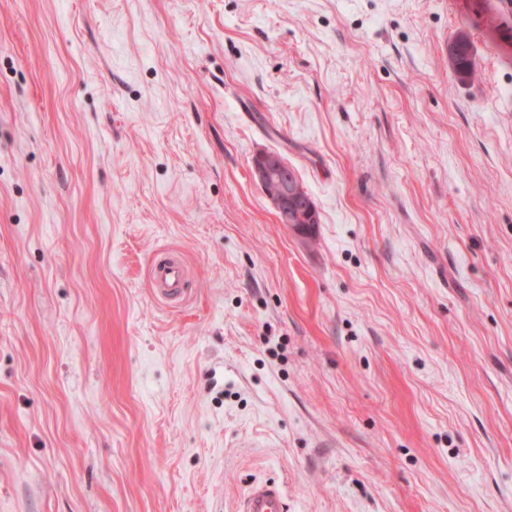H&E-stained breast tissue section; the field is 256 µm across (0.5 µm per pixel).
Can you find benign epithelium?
Returning a JSON list of instances; mask_svg holds the SVG:
<instances>
[{"mask_svg": "<svg viewBox=\"0 0 512 512\" xmlns=\"http://www.w3.org/2000/svg\"><path fill=\"white\" fill-rule=\"evenodd\" d=\"M252 173L279 218L287 224H292L291 218L295 215L305 220L296 225L300 232L319 223L311 197L280 155L272 152L257 154L252 160Z\"/></svg>", "mask_w": 512, "mask_h": 512, "instance_id": "benign-epithelium-1", "label": "benign epithelium"}]
</instances>
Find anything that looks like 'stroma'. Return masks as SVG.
Instances as JSON below:
<instances>
[{
	"mask_svg": "<svg viewBox=\"0 0 512 512\" xmlns=\"http://www.w3.org/2000/svg\"><path fill=\"white\" fill-rule=\"evenodd\" d=\"M266 478L288 512H512V0H0V512ZM252 173L281 220L302 233L310 225L318 224L311 197L280 155L272 152L257 154L252 160ZM295 215L307 219L305 224H293L291 218ZM188 271L183 260L174 253H167L156 260L148 270V279L156 295L164 301L183 294Z\"/></svg>",
	"mask_w": 512,
	"mask_h": 512,
	"instance_id": "35a3bbf8",
	"label": "stroma"
}]
</instances>
